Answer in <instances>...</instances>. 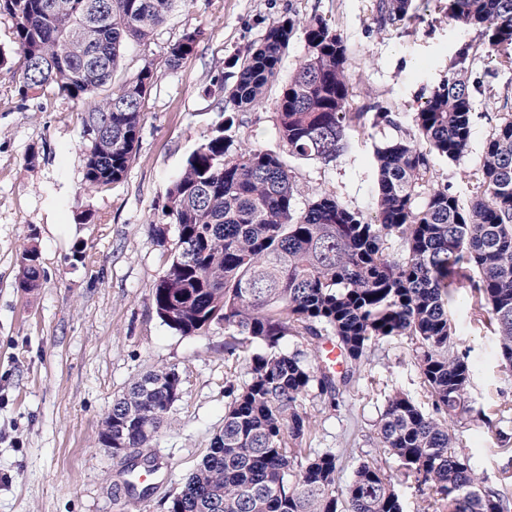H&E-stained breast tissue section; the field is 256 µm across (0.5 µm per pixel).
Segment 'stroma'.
<instances>
[{
	"label": "stroma",
	"mask_w": 512,
	"mask_h": 512,
	"mask_svg": "<svg viewBox=\"0 0 512 512\" xmlns=\"http://www.w3.org/2000/svg\"><path fill=\"white\" fill-rule=\"evenodd\" d=\"M334 20L351 48L357 102L383 101L413 112L446 73L449 57L475 30L439 21L437 0H420L411 33L369 31V0H188L149 40L128 43L122 73L144 60L162 70L143 104L136 160L126 177L92 190L84 182L90 140L83 105L58 93L21 98L15 24L0 14V512H118L112 486L120 464L100 442L112 400L145 372L176 369L182 395L155 436L157 471L144 480L139 512H166L165 498L201 461L224 424L226 379L243 380L244 362L226 361L224 331L184 336L158 317L151 287L165 272L171 249L152 227L165 223V192L187 158L220 119L224 90L236 80L228 60L258 44L267 27L287 13ZM197 32V53L170 70L171 44ZM304 53L296 34L266 104L236 113L233 134L278 150L273 104ZM475 76L493 87L477 97L466 157L437 162L440 181L467 195L473 172L505 94L512 70L479 55ZM299 202L331 190L350 208L372 213L375 181L371 146L356 145L337 161L289 159ZM36 246L42 267L37 288L18 286L20 255ZM469 289L449 311L460 351L473 368L470 396L495 407L512 403V369L499 358L491 328L474 322ZM427 398L409 341L373 346L339 405L306 398L314 421L308 447L342 456L339 484L365 461L382 458L376 425L389 394ZM460 452L472 457L487 482L512 471V450L497 445L482 424L456 431Z\"/></svg>",
	"instance_id": "1"
}]
</instances>
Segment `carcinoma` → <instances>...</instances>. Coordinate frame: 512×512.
<instances>
[{
	"mask_svg": "<svg viewBox=\"0 0 512 512\" xmlns=\"http://www.w3.org/2000/svg\"><path fill=\"white\" fill-rule=\"evenodd\" d=\"M186 0H0L15 21L23 81L87 103L83 129L88 188L116 184L136 158L142 101L159 69L148 61L118 90L122 50L144 41ZM444 17L480 31L448 61V77L416 111L403 115L375 101L356 106L350 49L336 26L314 15L288 14L234 60L229 103L265 104L283 54L301 31L305 53L274 102L280 151L228 134L224 116L168 186L164 207L175 226L172 259L152 286L158 317L183 336L224 329L227 358L243 359L247 379L224 387V425L195 470L167 499L166 512H404L400 488L417 486L421 512H512V475L496 485L480 479L471 457L456 451L455 427L467 420L493 427L469 391L473 372L457 348L448 303L459 288L475 297L474 320L497 336L512 367V113L501 112L463 200L436 176L435 160L457 162L470 148L475 100L471 67L478 50L512 69V0H446ZM417 0H372L371 29H407ZM197 34L172 44L165 64L191 59ZM389 127L396 135L375 139ZM373 143L374 212L353 210L324 191L299 207L296 180L283 154L328 164L354 137ZM36 247H25L18 287L38 286ZM314 348L332 343L342 365L317 354L288 352V337ZM405 338L428 398L387 397L377 447L392 464L362 463L337 487L341 455L302 448L313 421L304 400L332 404L351 384L368 349ZM174 368L149 371L112 403L101 436L112 433V456L135 512L143 455L181 398Z\"/></svg>",
	"mask_w": 512,
	"mask_h": 512,
	"instance_id": "1",
	"label": "carcinoma"
}]
</instances>
